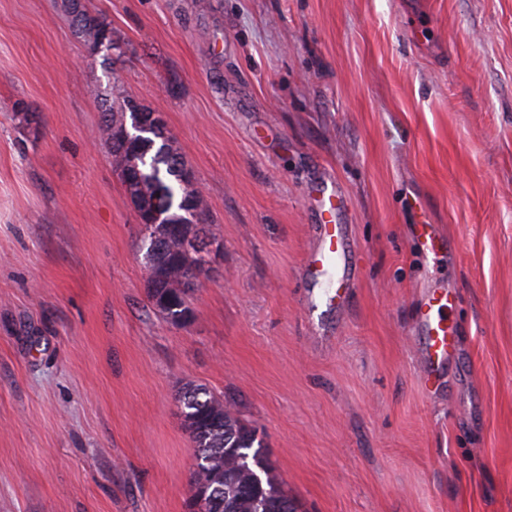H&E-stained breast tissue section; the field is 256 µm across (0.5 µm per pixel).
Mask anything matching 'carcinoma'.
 <instances>
[{"instance_id":"obj_1","label":"carcinoma","mask_w":512,"mask_h":512,"mask_svg":"<svg viewBox=\"0 0 512 512\" xmlns=\"http://www.w3.org/2000/svg\"><path fill=\"white\" fill-rule=\"evenodd\" d=\"M74 2L63 0V6L90 50H96L100 31L114 37L104 19L86 11L76 14ZM151 114L153 110L130 99L115 83L104 109L103 127L112 165L135 211L141 212L140 202L154 195L169 203L167 223L152 229L162 244L146 253L145 267L149 302L163 319L175 324L190 312L183 291L198 280L203 262L199 252L181 251V240H203L213 231L204 224L206 208H201L195 220L184 215L182 201L197 189L183 183L185 158L165 129L148 121ZM178 400L194 448L208 460L202 479L223 487L221 512H297L294 500L273 474L262 440L231 404L192 383L182 388Z\"/></svg>"}]
</instances>
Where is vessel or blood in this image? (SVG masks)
Masks as SVG:
<instances>
[{
  "label": "vessel or blood",
  "mask_w": 512,
  "mask_h": 512,
  "mask_svg": "<svg viewBox=\"0 0 512 512\" xmlns=\"http://www.w3.org/2000/svg\"><path fill=\"white\" fill-rule=\"evenodd\" d=\"M344 206L341 193H330L319 206V241L309 254L304 273L307 280L327 288L326 300L331 306H346L357 280V265L344 224L338 216ZM412 235L420 249L438 253L440 236L436 225H414ZM456 302L454 293L437 288L421 301L415 316L414 328L422 339L417 351L423 381L428 390H436L443 369L457 349L456 330L445 316Z\"/></svg>",
  "instance_id": "1"
}]
</instances>
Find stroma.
<instances>
[{
	"mask_svg": "<svg viewBox=\"0 0 512 512\" xmlns=\"http://www.w3.org/2000/svg\"><path fill=\"white\" fill-rule=\"evenodd\" d=\"M0 0V512H188V383L300 512H512V0ZM160 114L221 241L187 324L147 298L113 84ZM358 267L308 313L315 199ZM439 226L440 258L412 239ZM458 291L435 393L414 312ZM76 0H63V6L67 12V14L71 17L72 22L75 26L76 31L78 34L81 35V37L84 39V41L89 46V49L92 53L95 52L98 44H97V38L98 33L101 30H105L109 33V37L112 43H107L103 40L101 45L98 48V52H105L107 56L112 55V45H114V49H116L115 46V39L114 34L112 32L111 25L106 22L104 19L96 17L94 15H91L88 13V11L85 9L84 12L77 15L75 13V7L74 2Z\"/></svg>",
	"mask_w": 512,
	"mask_h": 512,
	"instance_id": "obj_1",
	"label": "stroma"
}]
</instances>
